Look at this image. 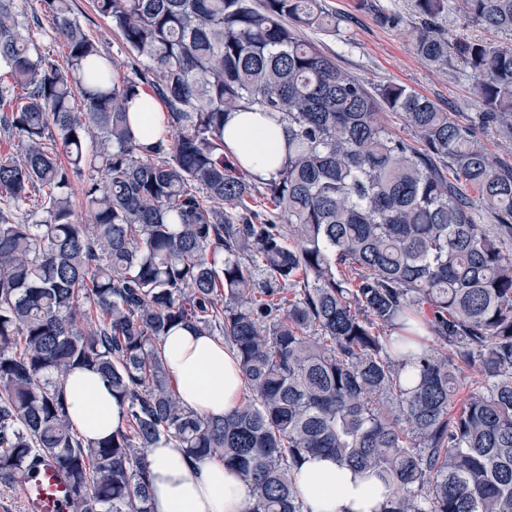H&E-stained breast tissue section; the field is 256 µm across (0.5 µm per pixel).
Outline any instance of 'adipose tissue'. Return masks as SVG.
<instances>
[{
	"label": "adipose tissue",
	"mask_w": 512,
	"mask_h": 512,
	"mask_svg": "<svg viewBox=\"0 0 512 512\" xmlns=\"http://www.w3.org/2000/svg\"><path fill=\"white\" fill-rule=\"evenodd\" d=\"M224 140L246 170L266 178L278 165L284 133L263 113L234 112L226 117ZM161 348L185 408L217 418L240 403L241 368L223 341L180 326ZM64 390L70 419L83 437L103 438L119 426V404L97 373L75 371ZM147 460L152 512H245L251 499L249 481L221 459L191 458L171 442L148 449ZM295 480L303 512H384L392 497L378 474L324 455L309 456Z\"/></svg>",
	"instance_id": "1"
}]
</instances>
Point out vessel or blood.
I'll list each match as a JSON object with an SVG mask.
<instances>
[{
	"label": "vessel or blood",
	"instance_id": "1",
	"mask_svg": "<svg viewBox=\"0 0 512 512\" xmlns=\"http://www.w3.org/2000/svg\"><path fill=\"white\" fill-rule=\"evenodd\" d=\"M27 512H70V487L56 464L42 461L22 481Z\"/></svg>",
	"mask_w": 512,
	"mask_h": 512
}]
</instances>
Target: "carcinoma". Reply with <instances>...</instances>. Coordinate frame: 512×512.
<instances>
[{
    "label": "carcinoma",
    "mask_w": 512,
    "mask_h": 512,
    "mask_svg": "<svg viewBox=\"0 0 512 512\" xmlns=\"http://www.w3.org/2000/svg\"><path fill=\"white\" fill-rule=\"evenodd\" d=\"M43 2L64 68L0 0V133L21 149L0 155V199L25 214L0 210V485L48 458L73 512H151L147 449L174 441L241 472L246 512H302L310 454L383 476L384 512H512V165L473 124L402 84L368 87L306 39L340 28L323 0H96L132 56L120 80L71 0ZM414 3L415 54L454 52L480 122L512 134V0H455L500 45L450 43L434 25L447 0ZM148 92L165 122L145 146L129 105ZM240 111L285 133L262 190L224 143ZM179 326L238 357L246 395L222 418L174 390L160 342ZM76 369L120 404L107 438L69 417ZM468 369L484 383L459 405Z\"/></svg>",
    "instance_id": "cac0c4a2"
}]
</instances>
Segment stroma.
<instances>
[{"mask_svg": "<svg viewBox=\"0 0 512 512\" xmlns=\"http://www.w3.org/2000/svg\"><path fill=\"white\" fill-rule=\"evenodd\" d=\"M326 0L341 15V32L332 35L306 31L325 53L337 56L340 65L369 87L394 81L416 90L453 112L463 121L475 120L482 106L473 93L474 78L456 56L443 66H432L417 57L408 41L413 28L420 26L413 0ZM74 16L96 43L101 53L112 59L119 74L130 71L131 57L111 22L94 8L93 0H71ZM15 9L28 18L31 38L58 65H65L67 49L46 19L42 0H15ZM397 16L394 25H385L381 15Z\"/></svg>", "mask_w": 512, "mask_h": 512, "instance_id": "stroma-1", "label": "stroma"}]
</instances>
